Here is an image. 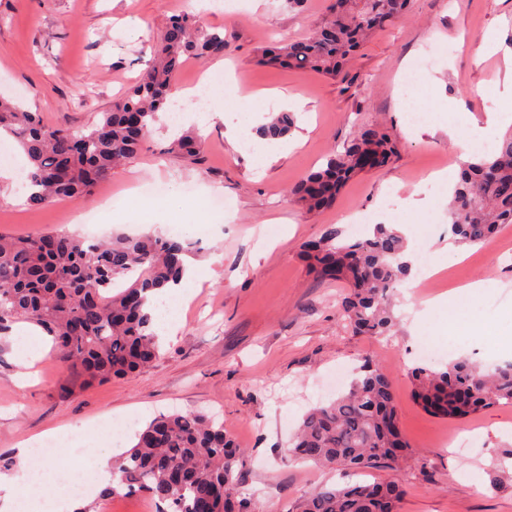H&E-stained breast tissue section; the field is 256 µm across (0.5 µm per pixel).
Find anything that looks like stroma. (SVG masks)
I'll return each mask as SVG.
<instances>
[{
  "label": "stroma",
  "mask_w": 512,
  "mask_h": 512,
  "mask_svg": "<svg viewBox=\"0 0 512 512\" xmlns=\"http://www.w3.org/2000/svg\"><path fill=\"white\" fill-rule=\"evenodd\" d=\"M331 0H224L220 11H194L191 0H0V97L39 113L43 122L86 132L99 112L120 98L150 62L157 36L178 15H195L229 39L214 61L184 59L176 85H197L210 66L227 68L236 84L214 104L219 118L201 131L200 163L165 154L170 133L154 127L137 158L81 200L47 208L0 201V232L28 235L82 224L86 235L137 234L131 219L151 220L137 208L153 198V185L212 187L225 209L209 212L207 233L192 258L208 268L179 306V326L162 336L160 357L147 371L107 382L48 351L18 385L11 341L0 344V456L17 458L21 442L57 428L73 452L70 463L89 469V444L78 428L111 419L115 447L130 449L159 415L202 412L222 421L245 452L240 492L258 512H296L321 486L347 482L346 473L295 461L289 454L303 414L317 405L323 379L351 378L363 359L379 363L392 382L400 431L409 457L396 467L364 473L368 482L395 483L405 495L399 512H512V480L495 479L498 460L512 449V405H496L467 419L426 413L413 394L410 369L442 367L439 352L487 364L512 361V224L484 245L457 246L448 233V186L431 181L435 165L457 171L472 132L502 138L489 113L512 107L496 88L504 57L477 59L487 31H499L512 49V0H411L408 14L369 37L339 81L315 72L259 63L273 36L309 35ZM434 64L418 73L410 102L400 78L426 47ZM254 96L266 115L290 112L295 127L286 150L266 168L256 165L257 135L235 138L238 97ZM303 110H295L294 99ZM428 113L409 127L404 105ZM386 128L395 153L384 167L347 181L335 203L311 211L289 190L317 169L334 147L359 129ZM455 136H448V129ZM347 239L372 225L407 229L415 252H428L444 290L481 282L485 290L471 314L484 333L447 329V310L412 312L410 291L419 274L396 288V335L382 338L348 330L336 306L341 284L316 277L303 246L326 225ZM433 345V354L422 352Z\"/></svg>",
  "instance_id": "obj_1"
}]
</instances>
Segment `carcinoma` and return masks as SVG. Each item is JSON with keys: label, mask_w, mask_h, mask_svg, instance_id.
Here are the masks:
<instances>
[{"label": "carcinoma", "mask_w": 512, "mask_h": 512, "mask_svg": "<svg viewBox=\"0 0 512 512\" xmlns=\"http://www.w3.org/2000/svg\"><path fill=\"white\" fill-rule=\"evenodd\" d=\"M409 0H334L321 24L306 38L272 41L260 60L283 69L310 70L344 79V67L373 31L401 18ZM224 34L188 15L170 20L157 38L153 58L123 97L101 112L87 132L75 136L49 128L39 114L0 99V131L27 154V204L49 207L62 198L82 199L132 163L150 135L156 114L170 103V91L186 57L221 58ZM291 131L286 113L260 128L265 139ZM202 142L193 131L171 141L165 152L200 159ZM394 153L391 135L366 128L333 150L326 164L310 172L290 193L311 209L336 201L345 183L364 171L374 155L386 165ZM453 240L487 243L502 224H512V131L488 156L462 163L448 204ZM187 243L178 237L118 234L92 242L56 230L15 237L0 233V337L17 321H30L53 337L60 357L91 380L107 381L138 372L159 357L158 336L145 311L148 296L178 281ZM407 245L391 224H376L363 239L343 240L329 224L305 246L310 270L342 280L347 292L339 308L353 330L388 336L396 324L392 289L411 274ZM126 286L114 291L117 281ZM415 398L425 412L465 418L502 404L512 405V362L491 370L468 359L441 369L417 366ZM290 453L325 467L368 470L406 459L408 444L397 420L389 377L368 359L348 392L308 411ZM244 450L224 424L201 414L175 413L151 421L129 452L112 462V489L143 492L159 512H255L240 496ZM404 491L389 483L324 486L305 497L297 512H398Z\"/></svg>", "instance_id": "obj_1"}]
</instances>
